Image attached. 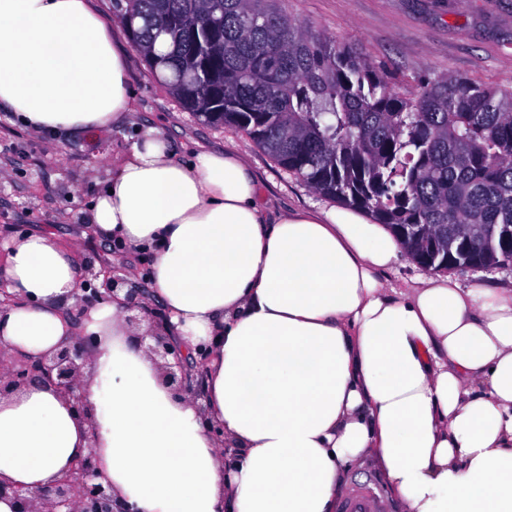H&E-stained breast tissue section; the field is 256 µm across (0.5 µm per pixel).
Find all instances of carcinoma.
Segmentation results:
<instances>
[{
    "label": "carcinoma",
    "instance_id": "cac0c4a2",
    "mask_svg": "<svg viewBox=\"0 0 512 512\" xmlns=\"http://www.w3.org/2000/svg\"><path fill=\"white\" fill-rule=\"evenodd\" d=\"M124 2L119 22L186 110L369 211L430 270L512 264V87L450 74L399 94L281 0Z\"/></svg>",
    "mask_w": 512,
    "mask_h": 512
}]
</instances>
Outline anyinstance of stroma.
I'll return each mask as SVG.
<instances>
[{"mask_svg": "<svg viewBox=\"0 0 512 512\" xmlns=\"http://www.w3.org/2000/svg\"><path fill=\"white\" fill-rule=\"evenodd\" d=\"M128 56L132 122L104 130L34 134L0 109V238L22 230L79 241L95 265L120 261L107 242L83 236L85 213L138 132H164L178 156L237 151L258 177L272 211L332 206L299 177L281 169L247 135L187 112L155 77L118 21L114 0H89ZM304 26L356 47L394 74L404 91L446 74L482 84L512 86V0H284ZM377 487L387 512H403L376 462L358 459L345 476L347 494Z\"/></svg>", "mask_w": 512, "mask_h": 512, "instance_id": "35a3bbf8", "label": "stroma"}]
</instances>
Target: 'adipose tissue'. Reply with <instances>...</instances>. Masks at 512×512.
I'll use <instances>...</instances> for the list:
<instances>
[{
	"label": "adipose tissue",
	"mask_w": 512,
	"mask_h": 512,
	"mask_svg": "<svg viewBox=\"0 0 512 512\" xmlns=\"http://www.w3.org/2000/svg\"><path fill=\"white\" fill-rule=\"evenodd\" d=\"M126 61L88 0H0V105L34 133L118 126ZM241 155L177 158L150 129L93 199L94 234L150 253L177 344L210 347L205 402L174 398L118 304L90 310L94 425L45 383L0 394V478L36 490L96 451L131 512H335L373 457L404 512H512V286L451 275L390 289L401 242L364 211L268 220ZM0 347L68 343L82 251L51 233L0 243Z\"/></svg>",
	"instance_id": "adipose-tissue-1"
}]
</instances>
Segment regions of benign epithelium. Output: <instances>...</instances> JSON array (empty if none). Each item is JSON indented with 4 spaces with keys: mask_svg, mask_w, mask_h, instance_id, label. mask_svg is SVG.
Masks as SVG:
<instances>
[{
    "mask_svg": "<svg viewBox=\"0 0 512 512\" xmlns=\"http://www.w3.org/2000/svg\"><path fill=\"white\" fill-rule=\"evenodd\" d=\"M121 292L122 299L118 297ZM72 297L80 319L100 304L114 301L123 304L130 312L126 324L131 328L145 326L144 332L134 336L137 345H143L148 338L154 341L147 352L160 368L167 387L175 395L191 396L201 417H206V407L201 403L204 399L201 378L209 357L207 346L196 348L192 361H187L185 350L166 336L161 309L149 302L141 289L131 287L127 275L119 274L115 265L96 269L91 262L81 260L79 288ZM92 348L93 340L88 336H77L55 352L36 359H17L0 348V393L45 382L68 399L77 416L92 428L94 412L87 400L84 380ZM0 498L17 502L18 512H130L112 494V486L98 480L96 456L92 451L77 460L63 479L35 492L1 478Z\"/></svg>",
    "mask_w": 512,
    "mask_h": 512,
    "instance_id": "7a95c632",
    "label": "benign epithelium"
}]
</instances>
